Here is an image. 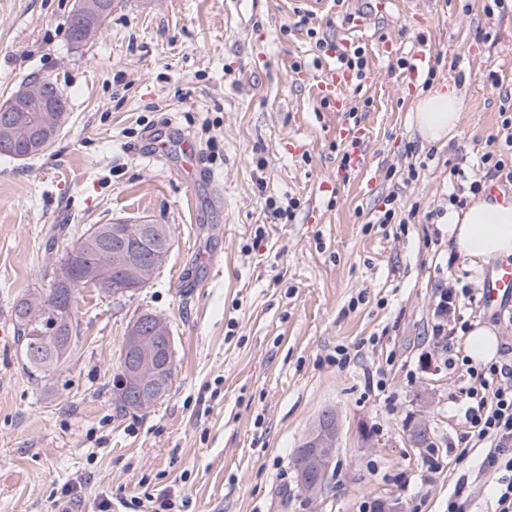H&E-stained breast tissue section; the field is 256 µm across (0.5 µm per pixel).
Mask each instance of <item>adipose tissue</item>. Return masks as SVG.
I'll return each instance as SVG.
<instances>
[{
    "label": "adipose tissue",
    "instance_id": "obj_1",
    "mask_svg": "<svg viewBox=\"0 0 512 512\" xmlns=\"http://www.w3.org/2000/svg\"><path fill=\"white\" fill-rule=\"evenodd\" d=\"M465 99L455 88H434L419 96L412 121L420 137L442 144L459 127ZM448 240L463 258L508 261L512 258V201L486 195L471 196L466 206L448 211Z\"/></svg>",
    "mask_w": 512,
    "mask_h": 512
}]
</instances>
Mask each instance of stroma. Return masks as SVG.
I'll use <instances>...</instances> for the list:
<instances>
[{"label": "stroma", "mask_w": 512, "mask_h": 512, "mask_svg": "<svg viewBox=\"0 0 512 512\" xmlns=\"http://www.w3.org/2000/svg\"><path fill=\"white\" fill-rule=\"evenodd\" d=\"M75 0H0V103L55 78L69 96L52 148L0 157V512H99L169 491L183 512H494L498 473L465 412L462 363L475 322L496 328L512 365V302L481 305L488 264L448 249L450 195L466 199L512 110V9L491 0H396L364 31L372 0H112L93 41L67 36ZM365 48L376 76L351 86L356 118L313 84L322 67L300 27ZM434 48L431 80L406 84L399 59ZM393 51L382 55V44ZM466 100L457 135L424 143L411 123L430 86ZM365 130L360 169L341 165L340 125ZM199 149L189 183L179 145ZM169 153L157 157L156 141ZM396 194L399 221L377 214ZM295 199L292 219L266 198ZM147 219L173 244L145 288L77 292L81 332L57 370L32 373L14 342L17 298L47 292L46 232ZM469 288L454 317L444 288ZM166 318L175 370L152 408L112 405L127 324ZM442 335H434L436 324ZM346 347V365L333 363ZM338 416L330 475L304 494L291 463L324 410ZM426 420L432 447H409Z\"/></svg>", "instance_id": "stroma-1"}]
</instances>
